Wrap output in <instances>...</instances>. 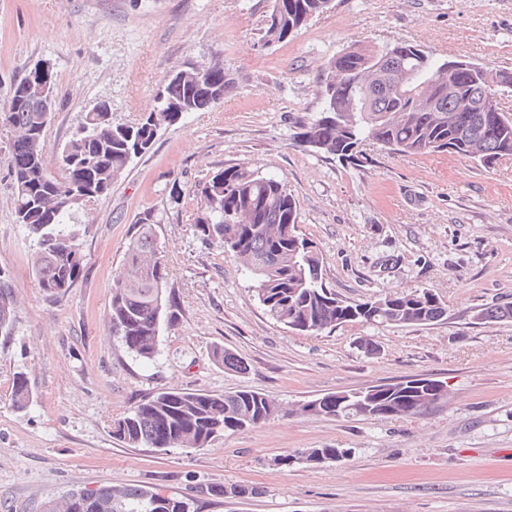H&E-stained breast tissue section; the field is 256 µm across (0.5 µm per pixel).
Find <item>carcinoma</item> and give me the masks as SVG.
Returning <instances> with one entry per match:
<instances>
[{"label": "carcinoma", "instance_id": "obj_1", "mask_svg": "<svg viewBox=\"0 0 512 512\" xmlns=\"http://www.w3.org/2000/svg\"><path fill=\"white\" fill-rule=\"evenodd\" d=\"M332 0H273L260 30L265 45L288 41L315 16L329 10ZM419 45L406 42L379 47H352L336 56L323 79L325 108L318 119L301 123L296 144L311 152L336 155L350 163L364 159L361 146L373 141L400 154L450 152L491 167L512 157V117L505 115L487 89L495 77L512 71L478 65L456 75L458 91L480 103L477 112L456 111V95L432 88L423 107L388 85L373 86L366 95L369 111H351L353 82L367 68L381 65L397 73L417 65L430 71L441 65L426 56ZM204 80L197 85L168 81L157 95L156 108L132 124H116L108 105L86 112L77 132L58 158L61 174H54L43 152L50 113L39 100L18 96L22 77L0 109V128L11 134L5 162L12 187L18 223L36 241L32 269L41 290L52 296L68 294L83 271V255L76 214L88 203L108 193L130 163L149 151L159 131L180 119L171 103L191 100L194 111L224 100V65L202 62ZM200 202L195 231L204 241L217 242L245 267L254 282L260 304L278 323L300 332L317 333L343 323L430 325L448 316V307L428 288L385 295L375 300L347 302L336 298L323 282L322 259L314 243L298 230L294 198L275 177L244 167L216 172L197 189ZM291 225V232L283 231ZM181 316L175 288L167 279L157 242L156 222L149 213L132 225L120 268L112 280L110 322L133 356L152 361L159 353L162 328L173 327ZM478 320H512V306L489 307L475 314ZM16 324L10 273L0 269V335H12ZM214 360L228 369L243 371L244 362L216 346ZM418 378L389 384L383 404L394 416L419 413L438 401H425ZM365 389L321 397L322 416H367L359 402H369ZM12 400L19 411L27 409L33 392L25 374L12 383ZM281 408L254 390L228 394L163 391L113 421L112 435L129 446L149 448H205L221 434L259 425ZM205 492L224 497L257 495L259 489L243 486L213 487ZM174 505L171 512H193L187 499L165 496L152 489L115 488L104 485L77 490L43 502L38 512H160V502Z\"/></svg>", "mask_w": 512, "mask_h": 512}]
</instances>
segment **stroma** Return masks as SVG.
<instances>
[{
    "label": "stroma",
    "mask_w": 512,
    "mask_h": 512,
    "mask_svg": "<svg viewBox=\"0 0 512 512\" xmlns=\"http://www.w3.org/2000/svg\"><path fill=\"white\" fill-rule=\"evenodd\" d=\"M270 9L271 0H0V107L36 62L56 75L48 162L83 113L105 102L114 121L136 122L187 62L222 61L232 80L223 101L163 129L110 193L80 210L84 273L60 298L43 293L32 270L34 242L16 222L0 130V268L17 307L13 336H0V512H37L45 498L102 485H146L193 500L198 512H512V321L473 318L512 305V158L488 168L368 143L366 162L355 165L295 144L300 122L324 107V70L345 49L407 42L440 59L512 69V0H333L293 39L266 45ZM230 165L283 183L337 296L428 288L447 319L347 323L313 335L274 321L237 260L194 231L195 189ZM147 212L182 310L149 362L108 324L112 277ZM365 339L376 354L360 349ZM217 346L246 371L217 364ZM19 373L33 390L22 412L12 405ZM422 377L444 382L447 394L410 417L290 412L328 393ZM171 388L252 389L283 412L205 448L159 451L113 438V419ZM309 448L349 454L272 464ZM216 485L260 493L205 494Z\"/></svg>",
    "instance_id": "35a3bbf8"
}]
</instances>
